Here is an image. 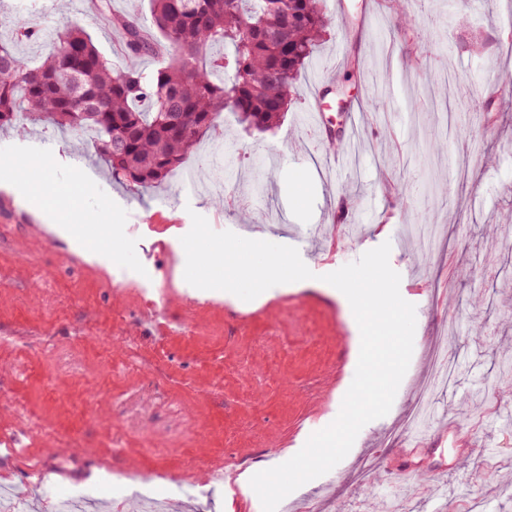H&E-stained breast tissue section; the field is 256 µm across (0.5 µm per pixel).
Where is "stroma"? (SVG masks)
<instances>
[{
    "mask_svg": "<svg viewBox=\"0 0 512 512\" xmlns=\"http://www.w3.org/2000/svg\"><path fill=\"white\" fill-rule=\"evenodd\" d=\"M299 74L336 71L326 98L336 129L368 115L364 144L342 179L325 184L323 148L308 136L307 97L280 125L248 132L234 119L205 136L183 171L207 188L171 184L135 194L115 182L81 131L50 123L0 130V182L16 180L52 150L46 176L0 190V512H262L243 474L282 463L300 439L341 407L355 374L354 320L323 285L280 291L249 309L189 297L178 286L184 249L174 228L192 214L217 231L262 234L298 248L323 275L383 242L416 307L414 349L389 413L366 424L347 456L308 482L312 512H512V67L505 0H451L438 43L427 33L436 0H409L412 27L394 31L387 0H348ZM40 39L23 45L40 63L56 0H0ZM114 68L122 38L91 11L69 12ZM390 111L373 115L379 90ZM496 118L485 123L482 109ZM447 139L428 154L422 140ZM249 196L228 210L224 193ZM51 201L60 223L115 229L111 272L86 263L36 211ZM345 205L355 245L332 251L330 219ZM477 432L456 461L446 426ZM421 437V476L442 495L397 494L374 455ZM120 472L131 481L112 487Z\"/></svg>",
    "mask_w": 512,
    "mask_h": 512,
    "instance_id": "obj_1",
    "label": "stroma"
}]
</instances>
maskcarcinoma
<instances>
[{"mask_svg": "<svg viewBox=\"0 0 512 512\" xmlns=\"http://www.w3.org/2000/svg\"><path fill=\"white\" fill-rule=\"evenodd\" d=\"M90 2L122 33L130 64L113 68L83 28L64 21L32 68L18 45L36 30L16 20L0 38V128L48 121L92 130L112 176L137 194L180 170L225 111L249 129L277 127L331 25L320 0H149L153 31L132 12L113 13L111 0ZM160 54L169 63L154 75L135 64Z\"/></svg>", "mask_w": 512, "mask_h": 512, "instance_id": "1", "label": "carcinoma"}]
</instances>
